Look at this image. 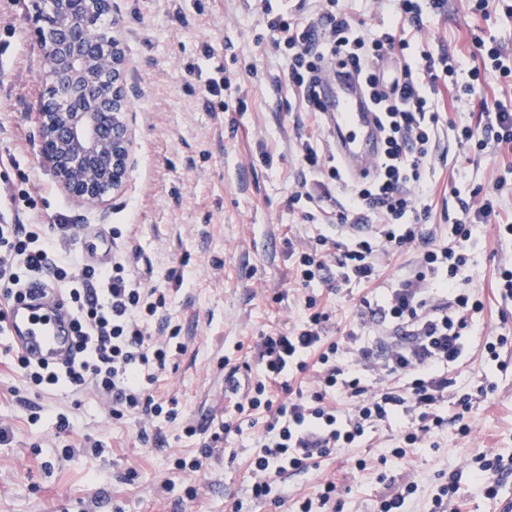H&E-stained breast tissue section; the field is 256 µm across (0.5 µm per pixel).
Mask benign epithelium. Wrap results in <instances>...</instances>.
<instances>
[{"instance_id": "obj_1", "label": "benign epithelium", "mask_w": 512, "mask_h": 512, "mask_svg": "<svg viewBox=\"0 0 512 512\" xmlns=\"http://www.w3.org/2000/svg\"><path fill=\"white\" fill-rule=\"evenodd\" d=\"M112 0H31L49 80L38 114L41 154L75 204L93 207L122 192L135 143L118 40L93 23Z\"/></svg>"}]
</instances>
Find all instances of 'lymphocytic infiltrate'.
I'll return each mask as SVG.
<instances>
[{
	"instance_id": "1",
	"label": "lymphocytic infiltrate",
	"mask_w": 512,
	"mask_h": 512,
	"mask_svg": "<svg viewBox=\"0 0 512 512\" xmlns=\"http://www.w3.org/2000/svg\"><path fill=\"white\" fill-rule=\"evenodd\" d=\"M292 52L290 80L300 93L307 112L322 121L318 88L326 68H342L364 79L377 112L381 114L385 149L365 181L348 177L339 159L323 161L311 142H302L298 152L310 173L328 170L333 188L323 189L343 196L336 212L338 223L366 210L379 223L371 233L343 242L318 235L296 250L297 274L303 283L322 280L343 287L377 284L381 277L379 256L420 245L414 268L395 287L382 289L370 314L385 334L376 343L366 342L356 332L346 341L357 353L355 362L340 366L339 345L325 342L329 319L321 296L307 297L303 311L286 333L260 337L258 377L242 398L234 400L238 413L266 415L260 450L250 459L255 476L251 492L255 500H267L270 479L307 467L309 460L324 457L361 441L368 427L417 416L418 428L405 430L400 447L390 455L400 459L407 449L421 444L427 435L455 421L461 435L470 424L465 412L469 398H461V410L447 418L441 405L453 381L450 368L466 355L470 323L468 315L481 310L478 293L461 287L459 275L468 261L467 246L472 227L490 222L492 199L480 206L462 204V219L451 228L453 241L444 245L425 236L421 225L409 223L417 211L411 187L433 152V137L441 115L430 92L445 82L448 69L422 44L397 37L394 31L367 32L346 12L334 6L321 7L319 19L307 21L296 15L278 16L269 23ZM401 53L399 77L385 82L376 69L385 57ZM482 124L458 129L459 145L470 154L490 148L512 153V109L499 101L480 99ZM11 217L0 220V299L21 293L33 279L63 290L70 299L75 325V349L62 364H36L14 356L12 365L34 388L74 389L93 383L96 391L112 402V413L160 416L162 404L149 392L171 357L170 345L150 344L145 319L156 316L166 305L162 289L147 288L131 279L125 261L109 267L82 263L80 246L68 224H27L23 216L35 202L24 187L6 192ZM316 370L317 387L297 388L309 370ZM376 370L397 379L398 384L370 391L363 371ZM281 393H274V386ZM353 400L351 414L339 416L333 398ZM512 472V460L486 454L468 470L451 472L434 498L436 508L455 503L464 508L463 475L472 476L487 498L499 493L498 477Z\"/></svg>"
}]
</instances>
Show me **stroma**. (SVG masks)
I'll return each instance as SVG.
<instances>
[{
  "mask_svg": "<svg viewBox=\"0 0 512 512\" xmlns=\"http://www.w3.org/2000/svg\"><path fill=\"white\" fill-rule=\"evenodd\" d=\"M476 0H447L444 9L424 7L419 27L408 28L424 45L448 55V84L433 99L444 117L476 122L477 111L453 96L452 84L473 83L488 96L512 103V76L487 61L478 76L467 65L472 34L483 20ZM28 0H0V158H15L11 181L28 176L37 203L30 223L54 219L75 225L95 247L87 263L127 258L134 278L166 291L163 316L180 329L184 344L160 374L156 400L175 401L177 416L116 419L93 387L36 393L9 369L0 351V512H297L316 497L323 480L336 481L337 512H373L380 495L412 482L418 487L412 512H433L432 499L449 472L486 453L512 457V345L489 362L483 341L512 329V300L491 287L500 266H512V236L487 224L475 228L462 287L479 292L482 311L472 314L474 335L456 384L448 391V414L460 395L488 386L474 402L473 429L455 426L435 434L404 459L388 457L399 446L402 424L367 430L353 448L318 459L301 471L276 478L279 504L253 499L248 461L257 451L261 425L243 421L225 436L200 471L188 463L199 455L224 417L229 367L238 379L258 369L257 337L285 332L299 318L307 295L328 294L327 340L349 329L377 335L363 323V298L371 289L353 284L329 293L321 281L303 284L289 242L318 235L344 236L328 218L335 201L320 210L293 203L315 191L296 146L311 138L322 155L332 152L327 126L309 125L289 80V52L276 45L272 16L313 18V0H112V19L126 58L123 86L131 105L135 166L125 189L93 208L69 201L41 158L35 114L46 97L47 67L34 35ZM371 30L401 25L396 0H340ZM212 59H205V51ZM223 66L232 86L226 109L208 111L199 95L201 78ZM497 152L465 158L451 130H442L413 194L425 205L420 223L436 239L448 238V218L473 192L492 195L501 215H512V171ZM181 283L168 281L169 273ZM70 422L59 430V417ZM194 435H186V427ZM366 459V470L353 469Z\"/></svg>",
  "mask_w": 512,
  "mask_h": 512,
  "instance_id": "35a3bbf8",
  "label": "stroma"
}]
</instances>
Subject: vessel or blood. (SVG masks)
Here are the masks:
<instances>
[{"instance_id":"vessel-or-blood-1","label":"vessel or blood","mask_w":512,"mask_h":512,"mask_svg":"<svg viewBox=\"0 0 512 512\" xmlns=\"http://www.w3.org/2000/svg\"><path fill=\"white\" fill-rule=\"evenodd\" d=\"M326 123L336 143V154L352 178L374 172L381 155L378 115L369 108L354 81L345 80L329 96ZM71 308L60 289L31 282L8 311L12 345L31 361L64 360L71 345Z\"/></svg>"}]
</instances>
